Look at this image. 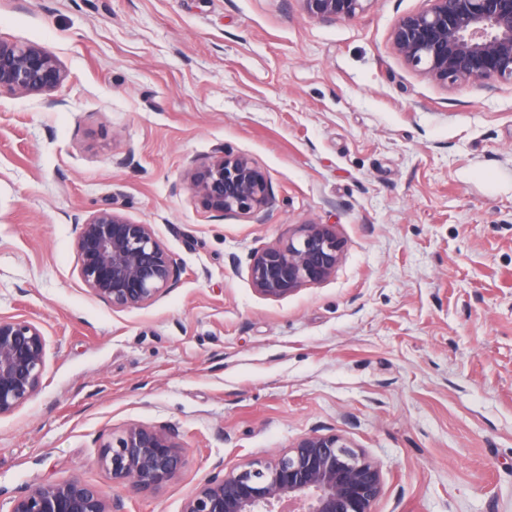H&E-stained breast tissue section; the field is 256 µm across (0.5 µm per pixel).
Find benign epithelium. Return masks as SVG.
<instances>
[{
    "label": "benign epithelium",
    "instance_id": "obj_1",
    "mask_svg": "<svg viewBox=\"0 0 512 512\" xmlns=\"http://www.w3.org/2000/svg\"><path fill=\"white\" fill-rule=\"evenodd\" d=\"M319 20H350L369 0H301ZM396 52L442 83L512 84V0H431L401 17ZM58 58L38 44L0 40V93L42 95L45 105L64 81ZM206 208L260 221L271 200L266 176L240 155L223 154L195 175ZM79 274L114 309L149 303L178 279L179 267L148 224L100 209L80 224ZM340 242L330 224H304L279 246L254 251L249 276L264 296L285 297L329 278ZM46 338L27 318H0V418L40 390ZM96 463L112 482L148 495L175 479L186 458L166 429L127 426L103 442ZM384 488L380 466L343 436L316 431L285 452L226 471L219 463L182 512H372ZM6 512H123V504L80 479L34 482L8 499Z\"/></svg>",
    "mask_w": 512,
    "mask_h": 512
}]
</instances>
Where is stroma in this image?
I'll return each mask as SVG.
<instances>
[{"instance_id": "obj_1", "label": "stroma", "mask_w": 512, "mask_h": 512, "mask_svg": "<svg viewBox=\"0 0 512 512\" xmlns=\"http://www.w3.org/2000/svg\"><path fill=\"white\" fill-rule=\"evenodd\" d=\"M430 0L351 20L301 0H0V40L51 50L55 107L0 95V318L47 341L38 394L0 418V491L78 478L124 512H182L225 470L336 433L382 470L373 512H512V85L440 84L394 50ZM246 156L272 201L207 210L192 180ZM150 225L177 281L112 308L79 276L75 217ZM331 224L335 272L283 298L257 249ZM171 428L154 494L99 445Z\"/></svg>"}]
</instances>
